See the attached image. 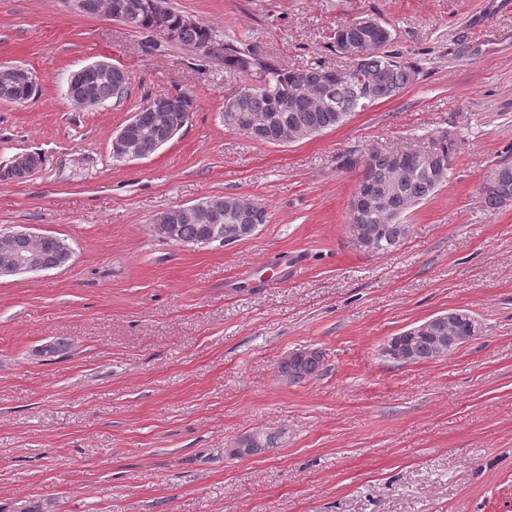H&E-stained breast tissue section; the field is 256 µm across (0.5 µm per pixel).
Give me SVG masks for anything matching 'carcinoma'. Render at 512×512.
<instances>
[{
  "label": "carcinoma",
  "instance_id": "obj_1",
  "mask_svg": "<svg viewBox=\"0 0 512 512\" xmlns=\"http://www.w3.org/2000/svg\"><path fill=\"white\" fill-rule=\"evenodd\" d=\"M96 12L129 17L130 28L146 35L144 45L150 51L156 48V39L161 37L153 17L145 12H130L134 0H88ZM181 14L169 10L167 20L180 27L179 44L194 49L204 42L219 37L217 31L200 23L194 26L180 25ZM224 65L255 75V82L247 84L232 97L224 100V127L240 132L251 139L266 143L267 136H277L289 128L303 123L319 129V132L335 129L343 125L352 116L356 107L358 87L352 81L338 83L333 98L323 103L312 97L311 90L319 85L324 77L323 64L317 63L304 69H281L262 63L256 55L237 46L233 41H224ZM360 72L372 86L376 101L381 102L396 96L414 81L415 68L401 60L397 54L381 45L372 46L359 63ZM82 84L95 87L108 101L119 103L127 95L129 75H111L88 71ZM38 85L0 84V100L22 104L35 98ZM180 102L170 111L169 124L182 127L193 112L192 96L178 93ZM266 114L272 118L271 131L260 130L252 126L251 119L256 114ZM137 127L133 133L139 139L143 157L155 152L152 137L153 113L149 105H144L136 113ZM430 153L402 154L397 150L374 149L366 158L358 162L366 166L363 188L385 199V207L370 210L359 220L349 215V223H361V226L378 233V253L385 254L398 248L409 236L411 225L408 216L415 206L430 198L448 181L452 142L442 135L429 146ZM512 196V166L499 167L493 177L483 185L484 204L489 209L502 207L504 195ZM208 225L185 219L179 223V244L200 246L204 244ZM239 219L230 213L224 216V241L233 244L242 240ZM42 251L49 263L55 262L58 255L69 251L64 240L51 236L45 239ZM470 329L467 323L448 324V320L437 323L434 330L419 336L405 337L404 344L411 352L410 362L419 363L436 358L437 338L440 336H467ZM323 365L321 355H301L293 353L283 362L281 376L290 383H300L318 375ZM242 447L248 455H257L277 447V435L262 429H256L241 436Z\"/></svg>",
  "mask_w": 512,
  "mask_h": 512
}]
</instances>
